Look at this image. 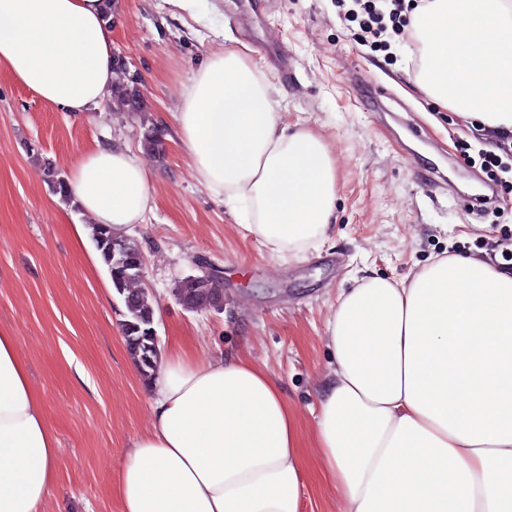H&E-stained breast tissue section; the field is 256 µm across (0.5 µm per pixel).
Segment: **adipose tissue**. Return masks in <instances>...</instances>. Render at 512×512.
<instances>
[{
    "instance_id": "1",
    "label": "adipose tissue",
    "mask_w": 512,
    "mask_h": 512,
    "mask_svg": "<svg viewBox=\"0 0 512 512\" xmlns=\"http://www.w3.org/2000/svg\"><path fill=\"white\" fill-rule=\"evenodd\" d=\"M117 0H0V69L65 112L101 109L117 77ZM419 86L443 109L512 134V0H426L412 14ZM173 134L196 180L282 258L335 220L324 137L289 129L240 49L211 56ZM88 221L128 234L153 208L142 159L96 143L66 174ZM312 445L251 359L161 353L151 426L111 475L121 512H301L316 468L340 512H512V271L448 255L342 291L327 321ZM57 438L11 330L0 329V512H41Z\"/></svg>"
}]
</instances>
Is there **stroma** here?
I'll list each match as a JSON object with an SVG mask.
<instances>
[{"label":"stroma","instance_id":"35a3bbf8","mask_svg":"<svg viewBox=\"0 0 512 512\" xmlns=\"http://www.w3.org/2000/svg\"><path fill=\"white\" fill-rule=\"evenodd\" d=\"M114 47L141 80L146 116L111 107L62 112L0 70V327L13 331L58 439L56 482L41 512H121L111 474L151 421V393L127 350L123 304L105 268L90 266L92 242L78 243L82 216L62 204L40 167L67 170L106 139L142 156L155 206L131 236L157 301L163 347L202 356L247 352L281 385L303 435L314 426L318 383L331 361L323 336L343 289L373 271L400 280L455 252L494 258L512 242V212L473 209L475 167L462 142L494 149L479 125L438 108L417 83L420 55L394 41L372 51L339 16L337 0H269L270 19L248 0H122ZM247 46L273 88L274 107L293 129L321 133L336 160V221L305 260L282 261L236 224L194 178L169 135L173 114L214 51ZM389 94L364 100L362 77ZM165 137L146 152L142 118ZM438 165L441 185L417 170ZM211 272L222 309L185 310L175 283Z\"/></svg>","mask_w":512,"mask_h":512}]
</instances>
